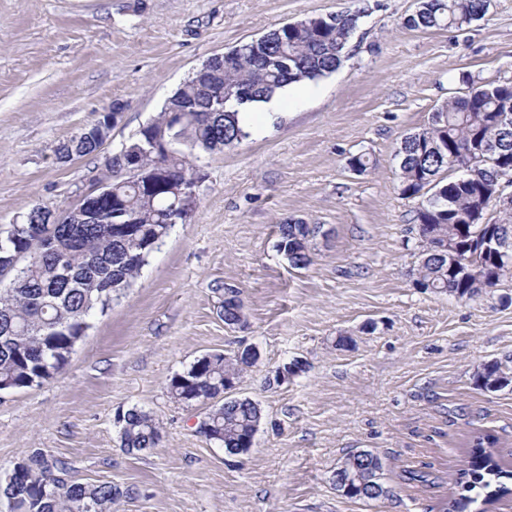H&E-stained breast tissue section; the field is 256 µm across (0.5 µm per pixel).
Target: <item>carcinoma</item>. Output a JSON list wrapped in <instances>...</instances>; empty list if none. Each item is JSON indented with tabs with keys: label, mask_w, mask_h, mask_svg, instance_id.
Listing matches in <instances>:
<instances>
[{
	"label": "carcinoma",
	"mask_w": 512,
	"mask_h": 512,
	"mask_svg": "<svg viewBox=\"0 0 512 512\" xmlns=\"http://www.w3.org/2000/svg\"><path fill=\"white\" fill-rule=\"evenodd\" d=\"M490 0H418L406 21L417 30L461 29L483 18ZM359 16L352 13L288 24L265 34V46L249 42L235 50L228 62H218L205 83L188 78L168 99L157 117L126 142V151L142 159L143 179L163 169L173 180L197 175L194 161L231 148L250 136L240 126L236 106L267 101L294 83L315 81L338 70L346 57L349 38ZM433 112L428 124L405 135L396 151L402 195L419 200L415 221L423 243L416 285L426 291L472 298L512 277V264L497 265L480 249V238L491 230L512 242V207L496 211L492 222L474 223L483 200L486 173L474 171L475 149L487 150L484 167L497 169L500 181L512 186V82L476 85ZM112 130V113L60 144L62 162L96 153ZM99 182L111 189L113 209L134 216L136 235H117L106 223V210L89 207L71 216L68 224H52L53 212L33 208L21 223L0 229V270L17 253H34L28 270L10 286L0 288V390L33 388L53 378L67 365L75 346L90 328L89 320L112 307L140 274L157 242L165 240L171 195L148 192L131 178L104 164ZM316 224L286 220L279 226L278 248L291 266L303 269L312 262L311 240ZM467 259L470 274L448 270V251ZM224 324L244 321L239 291L221 302ZM257 361L248 348L224 356L210 353L196 359L169 381V393L182 403L214 401L200 421L198 433L224 447L229 454L252 442L262 418L258 405L247 398L222 400L224 377L238 378ZM475 385L489 390L492 383H512V369L494 361L479 368ZM121 448L145 453L157 447L162 433L153 416L137 407L118 418ZM498 438L474 432L465 444L468 465L459 469L456 486L443 512H471L479 490L487 501L512 492L505 480L512 463L497 457ZM381 458L371 451L345 457L336 469V485L347 486L343 496L358 500L385 498ZM68 463L40 448L30 464L0 483V497L9 512H118L122 500L136 493L132 485L112 481L72 483L62 480Z\"/></svg>",
	"instance_id": "1"
}]
</instances>
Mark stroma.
I'll return each instance as SVG.
<instances>
[{
	"mask_svg": "<svg viewBox=\"0 0 512 512\" xmlns=\"http://www.w3.org/2000/svg\"><path fill=\"white\" fill-rule=\"evenodd\" d=\"M417 0H0V227L33 207L59 213L93 188L105 155L161 112L209 57L288 22L363 16L335 72L289 86L273 119L201 158L196 205L118 301L95 316L66 369L0 396V479L41 448L66 482L137 487L119 512H442L472 432L512 458V385L475 387L512 357V279L472 299L415 284L420 237L395 151L449 98L512 80V0L463 30H413ZM122 118L100 153L56 148L113 102ZM370 160L351 171L355 155ZM287 218L320 225L313 262L279 252ZM239 289L245 321L220 315ZM253 346L236 397L262 420L247 453L197 431L205 403L175 402L173 375L210 352ZM304 372L274 383L293 361ZM152 414L162 440L130 455L117 411ZM368 450L387 498L354 500L338 464ZM474 379L475 385L478 388L485 391H491L489 387L493 382H497L502 379L507 380L509 384L512 383V371L506 364L494 361L482 365V367L476 371Z\"/></svg>",
	"mask_w": 512,
	"mask_h": 512,
	"instance_id": "stroma-1",
	"label": "stroma"
}]
</instances>
